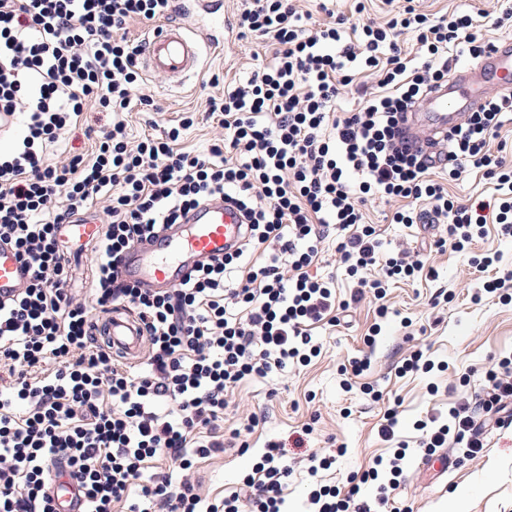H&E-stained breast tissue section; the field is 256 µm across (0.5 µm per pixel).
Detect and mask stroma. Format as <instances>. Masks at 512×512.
Instances as JSON below:
<instances>
[{"mask_svg":"<svg viewBox=\"0 0 512 512\" xmlns=\"http://www.w3.org/2000/svg\"><path fill=\"white\" fill-rule=\"evenodd\" d=\"M261 39L230 36L223 54L205 59L199 78L177 86L162 74L145 75L146 92L163 110V121L182 113H199L197 124L180 142L185 150H207L217 134L204 111L206 100L222 95L245 76L254 55L264 54ZM219 84H212V76ZM468 256L432 252L428 263L436 277L418 276L391 286L385 301L366 297L354 305L349 322L313 329L322 345L319 357L305 366L287 369L265 379L242 381L229 394L224 428L243 429L251 445L239 453L226 445L223 453L196 463L199 492L212 499L235 491L270 440L293 442L305 432V450L335 455L331 469L310 477L304 462L294 464L284 489L288 512H302L310 481L348 490L390 449L378 433L388 409L398 412L396 438L408 444V456L398 485L391 492L400 512H441L454 491L467 489L466 512H512V427L488 431L480 457L438 473L418 470L422 452L415 442L416 425L427 417L447 413L459 400L475 396L485 383V372L503 356L512 354V300L496 297L474 301L470 284L476 277ZM387 304V319L378 307ZM380 326L373 346L365 340ZM423 348L435 367L431 372L400 375L399 368L416 348ZM371 359L369 370L345 377L343 367L353 357ZM259 423L248 428L247 417Z\"/></svg>","mask_w":512,"mask_h":512,"instance_id":"obj_1","label":"stroma"}]
</instances>
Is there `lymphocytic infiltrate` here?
I'll return each instance as SVG.
<instances>
[{"label": "lymphocytic infiltrate", "instance_id": "obj_1", "mask_svg": "<svg viewBox=\"0 0 512 512\" xmlns=\"http://www.w3.org/2000/svg\"><path fill=\"white\" fill-rule=\"evenodd\" d=\"M171 9L172 0H0V113L24 118L13 149L0 153V241L31 270L18 296L0 302V512H57L50 488L65 472L79 481L83 512H284L291 467L282 442H268L239 490L213 501L197 489L195 463L222 453L228 435L249 450L240 429L224 430L229 391L307 365L321 353L313 326L339 322L366 295L384 299L392 282L425 270L409 242L383 250L364 206L398 200L392 223L447 225L441 251H467L491 225L512 239V165L498 138L512 120L511 91L486 98L441 139L443 166L405 143L416 104L447 82L459 56L490 48L470 13L437 18L403 0L385 21L337 14L321 23L297 0H249L238 35L268 40L272 55L208 99L221 133L197 154L179 146L193 113L137 142L124 119L153 103L127 30ZM403 34L411 50L399 44ZM360 73L375 89L355 83ZM350 94L357 108L339 112ZM92 109L111 124L83 125ZM79 128L94 142L89 155H50ZM473 169L494 183L490 199L458 202L432 177ZM228 193L247 218L235 251L164 291L120 280L132 244ZM91 208L104 220L92 236L94 278L79 290L59 234ZM331 237L356 282L341 302L333 279L309 272ZM118 306L143 325L144 367L96 337L100 316ZM485 380L447 421L419 423V447L452 442L477 457L478 409L497 427L512 425V358L497 360ZM389 502L384 485L371 501L355 485L317 486L306 512H389Z\"/></svg>", "mask_w": 512, "mask_h": 512}]
</instances>
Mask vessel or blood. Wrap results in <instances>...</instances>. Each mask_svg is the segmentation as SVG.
Returning a JSON list of instances; mask_svg holds the SVG:
<instances>
[{"label": "vessel or blood", "mask_w": 512, "mask_h": 512, "mask_svg": "<svg viewBox=\"0 0 512 512\" xmlns=\"http://www.w3.org/2000/svg\"><path fill=\"white\" fill-rule=\"evenodd\" d=\"M178 19H161L140 42V59L146 70L166 74L185 83L201 68L204 51L223 48L234 23L224 13V0H178ZM512 87V37H495L478 63L459 69L448 84L431 94L424 112L410 116L411 129L448 132L487 88ZM244 217L238 207L223 199L191 211L183 224L163 230L149 244L124 254L120 271L132 284L166 288L187 279L196 261L235 250L242 241ZM29 276L12 244L0 242V301L16 295ZM103 338L127 361L144 353L140 321L124 309L112 310L103 320Z\"/></svg>", "instance_id": "1"}]
</instances>
